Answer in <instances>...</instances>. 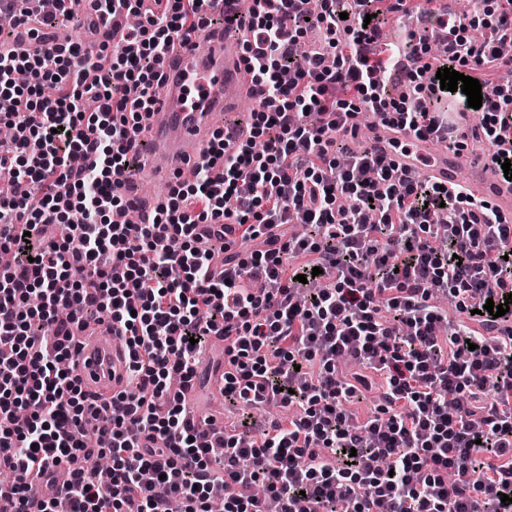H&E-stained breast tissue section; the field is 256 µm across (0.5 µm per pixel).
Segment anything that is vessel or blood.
<instances>
[{
  "instance_id": "b4317fda",
  "label": "vessel or blood",
  "mask_w": 512,
  "mask_h": 512,
  "mask_svg": "<svg viewBox=\"0 0 512 512\" xmlns=\"http://www.w3.org/2000/svg\"><path fill=\"white\" fill-rule=\"evenodd\" d=\"M252 95L239 33L206 27L177 45L166 67L165 121L148 124L139 145L137 177L162 187L147 198L144 212L167 204L164 185L176 174H190L208 147L216 116L223 114L230 100ZM394 159L403 169L425 168L434 181L444 185L464 183L468 193L491 202L498 215L512 223V184L503 181L494 164L483 156L449 148L430 137L409 141ZM463 172L468 175L464 182L459 179ZM109 333L105 324L80 332L77 374L87 395L86 405L94 410L109 403L126 385L129 352L122 343L106 345L103 338Z\"/></svg>"
}]
</instances>
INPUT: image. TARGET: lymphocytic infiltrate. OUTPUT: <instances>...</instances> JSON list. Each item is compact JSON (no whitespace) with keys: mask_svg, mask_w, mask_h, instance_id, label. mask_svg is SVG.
Here are the masks:
<instances>
[{"mask_svg":"<svg viewBox=\"0 0 512 512\" xmlns=\"http://www.w3.org/2000/svg\"><path fill=\"white\" fill-rule=\"evenodd\" d=\"M375 0H95V17L136 13L124 49L84 52L42 43L0 54V512H512V333L486 301L512 293V225L461 185L440 187L369 146L351 149L358 114L402 139L459 144L426 99L447 67L487 66L476 138L512 160V0H496L489 38L465 18L425 16L443 31L436 62L421 49H379ZM223 20L243 33L256 107L246 134L216 130L167 206L117 223L137 165L143 113L157 103L175 39ZM325 27L328 52L295 54L305 21ZM345 41H336V33ZM410 88L390 97L384 78ZM51 87L43 95V87ZM301 224L304 234L289 233ZM48 224L60 239L42 241ZM253 243L251 252L233 241ZM320 275H313V268ZM306 282H299V275ZM462 313L450 320L435 298ZM108 321L124 335L133 391L122 418L83 425L74 323ZM52 334H44V327ZM224 341V398L288 409L253 437L247 421L196 424L182 393L210 337ZM379 384L380 414L359 420ZM497 398L486 401L488 391ZM110 454L108 476L86 461Z\"/></svg>","mask_w":512,"mask_h":512,"instance_id":"lymphocytic-infiltrate-1","label":"lymphocytic infiltrate"}]
</instances>
